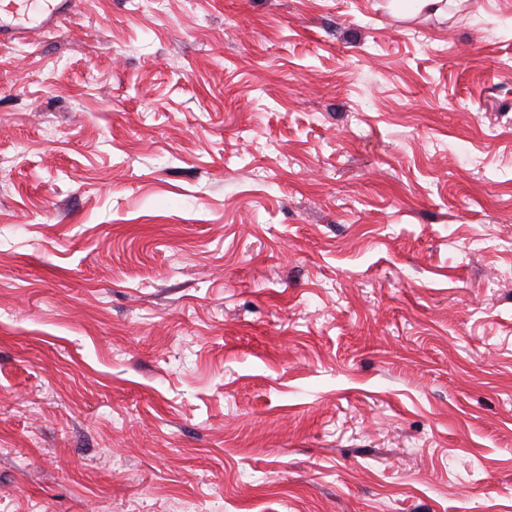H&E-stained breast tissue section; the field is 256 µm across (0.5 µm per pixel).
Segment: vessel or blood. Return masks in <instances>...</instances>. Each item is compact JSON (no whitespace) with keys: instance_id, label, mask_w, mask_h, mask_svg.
I'll return each mask as SVG.
<instances>
[{"instance_id":"1","label":"vessel or blood","mask_w":512,"mask_h":512,"mask_svg":"<svg viewBox=\"0 0 512 512\" xmlns=\"http://www.w3.org/2000/svg\"><path fill=\"white\" fill-rule=\"evenodd\" d=\"M74 0H0V41L22 40L35 29L50 30L73 11Z\"/></svg>"}]
</instances>
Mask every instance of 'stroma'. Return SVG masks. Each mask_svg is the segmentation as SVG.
Here are the masks:
<instances>
[{"label":"stroma","instance_id":"obj_1","mask_svg":"<svg viewBox=\"0 0 512 512\" xmlns=\"http://www.w3.org/2000/svg\"><path fill=\"white\" fill-rule=\"evenodd\" d=\"M0 512H512V0L0 44Z\"/></svg>","mask_w":512,"mask_h":512}]
</instances>
